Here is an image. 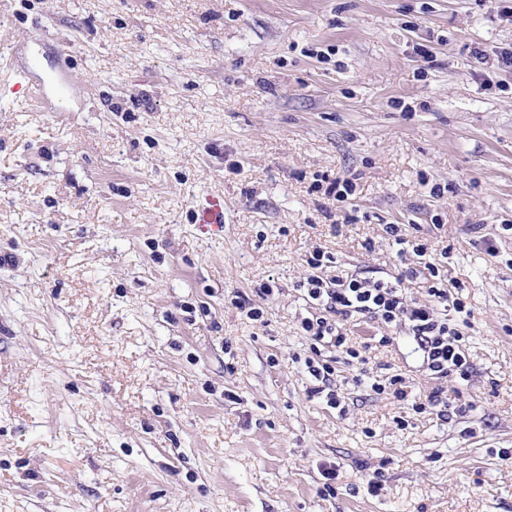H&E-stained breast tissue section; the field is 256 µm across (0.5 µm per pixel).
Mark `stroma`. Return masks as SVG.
<instances>
[{
	"label": "stroma",
	"instance_id": "35a3bbf8",
	"mask_svg": "<svg viewBox=\"0 0 512 512\" xmlns=\"http://www.w3.org/2000/svg\"><path fill=\"white\" fill-rule=\"evenodd\" d=\"M22 31L49 72L66 37L77 81L68 112L0 94V512H512V21L480 0H0V87ZM215 199L223 224L200 223ZM389 224L470 309L448 321L473 374L438 384L405 330L362 322L350 345L390 341L337 364L338 411L297 284L318 248L426 300ZM397 374L404 398L373 390ZM440 385L471 410L415 412ZM305 366L307 372L322 384V386L315 388L316 394H322L328 390L326 393L327 404L332 408H338L341 405V400L338 393L332 388L335 368L326 361L320 363L312 359H306Z\"/></svg>",
	"mask_w": 512,
	"mask_h": 512
}]
</instances>
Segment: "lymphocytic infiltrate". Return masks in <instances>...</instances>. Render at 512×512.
I'll return each mask as SVG.
<instances>
[{"mask_svg": "<svg viewBox=\"0 0 512 512\" xmlns=\"http://www.w3.org/2000/svg\"><path fill=\"white\" fill-rule=\"evenodd\" d=\"M386 232L396 244H409L414 254L423 257L422 267L430 279L429 302L413 300L398 277L372 278L343 273L324 279L318 270L331 264L333 258L328 253L316 251L306 258L312 275L298 283L312 309L310 316L301 320L303 330L317 344L359 361L363 358L361 351L347 343V324L370 319L388 328H402L422 352L431 376L443 380L453 375L468 380L467 340L462 332L449 324L447 317L440 314L441 307L447 305L453 306L456 312H464L465 303L458 298L449 299L447 282L437 265L427 260L425 244L408 239L399 224L387 225Z\"/></svg>", "mask_w": 512, "mask_h": 512, "instance_id": "f902f5d3", "label": "lymphocytic infiltrate"}]
</instances>
